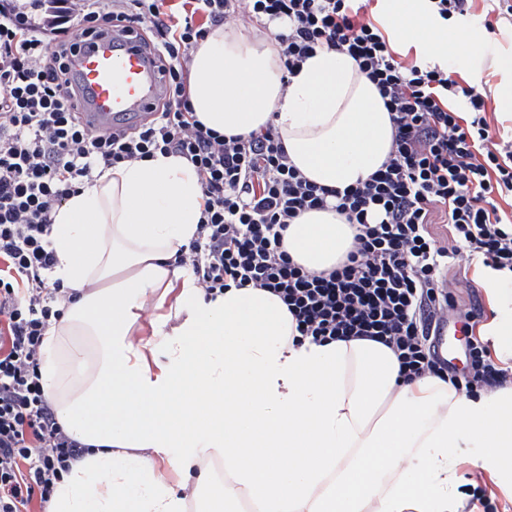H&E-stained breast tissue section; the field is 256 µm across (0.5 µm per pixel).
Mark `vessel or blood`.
Returning a JSON list of instances; mask_svg holds the SVG:
<instances>
[{"instance_id": "obj_1", "label": "vessel or blood", "mask_w": 512, "mask_h": 512, "mask_svg": "<svg viewBox=\"0 0 512 512\" xmlns=\"http://www.w3.org/2000/svg\"><path fill=\"white\" fill-rule=\"evenodd\" d=\"M74 93L71 102L85 124L116 129L141 120L163 100L167 76L137 29L118 27L82 35L69 59ZM461 326L444 325L437 339L440 354L455 362Z\"/></svg>"}]
</instances>
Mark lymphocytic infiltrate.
<instances>
[{
    "mask_svg": "<svg viewBox=\"0 0 512 512\" xmlns=\"http://www.w3.org/2000/svg\"><path fill=\"white\" fill-rule=\"evenodd\" d=\"M177 17L164 0H54L47 26L0 8V512L45 507L86 448L61 426L39 373L48 329L73 298L54 281L52 218L98 169L156 155L185 159L202 189L199 224L176 264L205 297L251 287L280 298L299 338L369 340L393 351L399 376L448 381L458 392L512 384L494 357L481 306L460 308L449 266L512 270V139L491 135L488 91L440 64L393 50L356 0H191ZM204 23H196V16ZM120 20L141 29L162 60L169 98L147 122L119 133L85 126L72 106L68 59L77 34ZM272 31L284 79L317 50L349 56L375 85L394 132L381 167L344 189L308 180L274 123L221 134L191 105L193 54L211 28ZM334 210L354 230L339 266L314 271L284 248L289 224ZM448 226L447 238L431 226ZM465 322L467 370L449 367L434 336Z\"/></svg>",
    "mask_w": 512,
    "mask_h": 512,
    "instance_id": "obj_1",
    "label": "lymphocytic infiltrate"
}]
</instances>
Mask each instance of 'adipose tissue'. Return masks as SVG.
<instances>
[{"label":"adipose tissue","mask_w":512,"mask_h":512,"mask_svg":"<svg viewBox=\"0 0 512 512\" xmlns=\"http://www.w3.org/2000/svg\"><path fill=\"white\" fill-rule=\"evenodd\" d=\"M394 49L447 64L474 37L449 36L425 0H379ZM191 105L206 127L246 134L275 122L312 182L344 188L386 159L393 129L376 87L346 56L318 51L290 83L272 44L210 31L193 57ZM202 190L182 158L106 169L54 216L52 273L74 292L47 332L40 373L59 422L89 451L54 485L47 512H186L191 472L224 463L202 512H457L454 461L480 449L482 469L512 480V386L468 396L425 376L399 381L382 344L296 340L275 295L228 288L207 300L183 280L184 318L162 343L133 340L147 300L164 305L174 261L193 238ZM334 211L304 213L285 248L324 270L351 250ZM512 340V271L477 265ZM180 475L157 476L158 463Z\"/></svg>","instance_id":"ef3b65f1"}]
</instances>
